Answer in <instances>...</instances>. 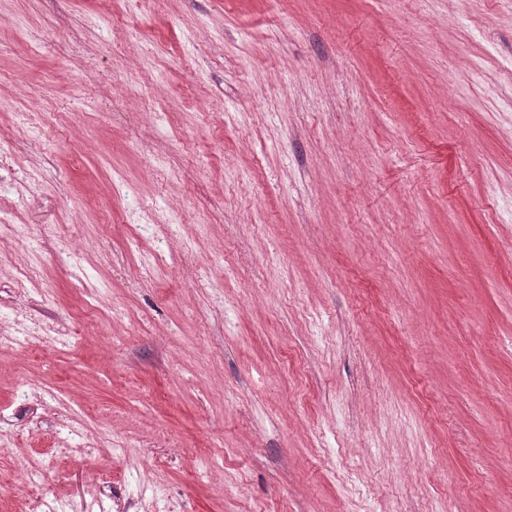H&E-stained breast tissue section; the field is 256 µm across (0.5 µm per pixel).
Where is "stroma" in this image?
I'll return each mask as SVG.
<instances>
[{"instance_id": "stroma-1", "label": "stroma", "mask_w": 512, "mask_h": 512, "mask_svg": "<svg viewBox=\"0 0 512 512\" xmlns=\"http://www.w3.org/2000/svg\"><path fill=\"white\" fill-rule=\"evenodd\" d=\"M0 150V512H512V0H0Z\"/></svg>"}]
</instances>
